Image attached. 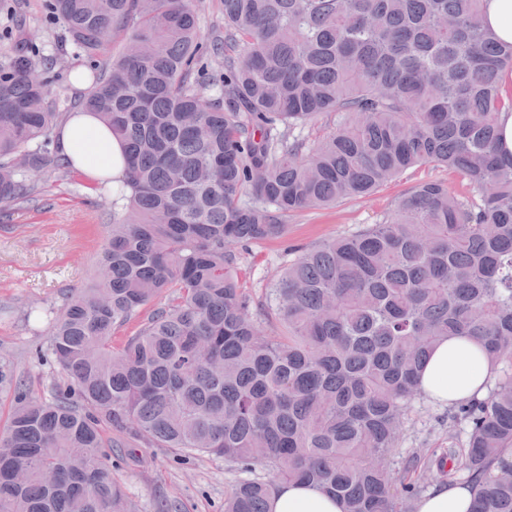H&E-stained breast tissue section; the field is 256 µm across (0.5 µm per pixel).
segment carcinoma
<instances>
[{
  "mask_svg": "<svg viewBox=\"0 0 512 512\" xmlns=\"http://www.w3.org/2000/svg\"><path fill=\"white\" fill-rule=\"evenodd\" d=\"M224 73L205 80L191 0H47L64 46L125 44L84 110L124 146L110 235L90 287L64 298L47 351L70 384L24 398L0 434V512H139L106 448L131 439L217 455L239 476L224 512H269L305 481L342 512H409L433 474L463 476L473 512H512V375L458 408L451 446L403 470L388 457L450 336L512 368V44L482 0H222ZM0 61V205L60 174L46 80L22 33ZM334 117L331 130L304 134ZM445 168L376 224L297 248L267 297L268 333L238 286L249 247L285 218L365 198L408 170ZM123 346L112 331L135 317ZM263 470L265 476L257 474Z\"/></svg>",
  "mask_w": 512,
  "mask_h": 512,
  "instance_id": "1",
  "label": "carcinoma"
}]
</instances>
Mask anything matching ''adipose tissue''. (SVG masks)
Wrapping results in <instances>:
<instances>
[{
	"instance_id": "obj_1",
	"label": "adipose tissue",
	"mask_w": 512,
	"mask_h": 512,
	"mask_svg": "<svg viewBox=\"0 0 512 512\" xmlns=\"http://www.w3.org/2000/svg\"><path fill=\"white\" fill-rule=\"evenodd\" d=\"M58 148L73 168L93 181L121 176L125 169L123 148L111 131L95 118L76 112L58 130ZM481 342L456 336L444 340L424 365L419 386L431 400L454 406L482 398L493 379ZM470 486L447 485L417 504V512H470ZM270 512H342L333 496L308 485L283 484L271 496Z\"/></svg>"
}]
</instances>
